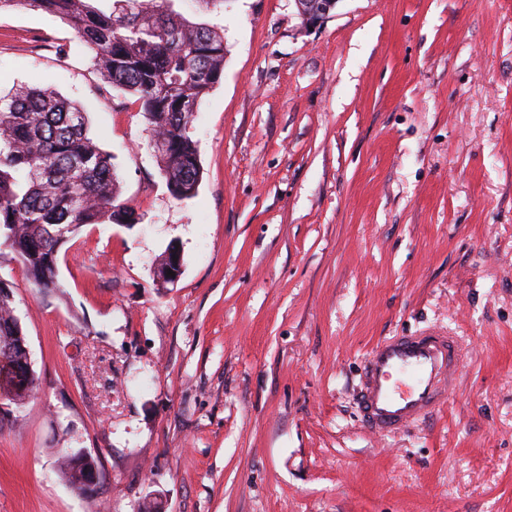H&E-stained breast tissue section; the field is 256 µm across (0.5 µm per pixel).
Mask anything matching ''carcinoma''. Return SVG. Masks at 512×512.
<instances>
[{
    "label": "carcinoma",
    "instance_id": "1",
    "mask_svg": "<svg viewBox=\"0 0 512 512\" xmlns=\"http://www.w3.org/2000/svg\"><path fill=\"white\" fill-rule=\"evenodd\" d=\"M94 0H0V9L30 7L59 18L75 33L104 82L130 95L160 134L152 147L172 197L193 198L202 165L193 114L221 80L224 35L174 12L173 0H114L104 13ZM86 113L40 89L0 97V247L8 248L40 291H60L58 252L79 231L106 220L131 226L138 217L117 203L112 154L87 135ZM26 336L13 292L0 280V357H26ZM97 460L61 449L57 472L72 485Z\"/></svg>",
    "mask_w": 512,
    "mask_h": 512
}]
</instances>
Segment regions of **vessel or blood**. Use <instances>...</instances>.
<instances>
[{"label": "vessel or blood", "mask_w": 512, "mask_h": 512, "mask_svg": "<svg viewBox=\"0 0 512 512\" xmlns=\"http://www.w3.org/2000/svg\"><path fill=\"white\" fill-rule=\"evenodd\" d=\"M456 366L445 336H397L378 344L359 389L364 421L374 431L391 432L433 413L455 380Z\"/></svg>", "instance_id": "obj_1"}]
</instances>
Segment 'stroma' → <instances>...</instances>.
<instances>
[{"label": "stroma", "mask_w": 512, "mask_h": 512, "mask_svg": "<svg viewBox=\"0 0 512 512\" xmlns=\"http://www.w3.org/2000/svg\"><path fill=\"white\" fill-rule=\"evenodd\" d=\"M172 8L225 48L186 201L73 30L0 11V96L77 104L139 217L63 244L59 293L0 248L36 377L0 423V512H88L62 448L97 455L109 512H512V0H339L313 28L294 0ZM428 327L453 389L369 431L365 358Z\"/></svg>", "instance_id": "35a3bbf8"}]
</instances>
